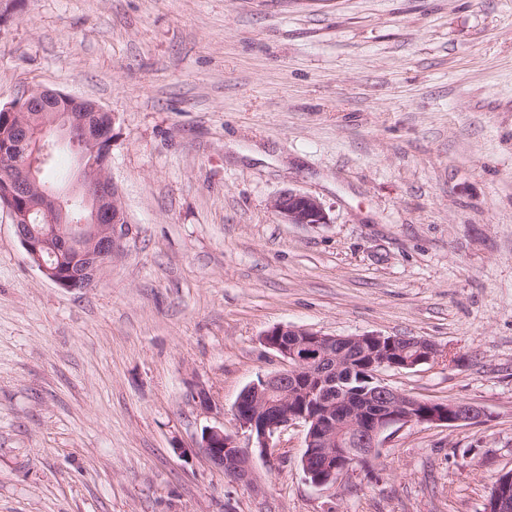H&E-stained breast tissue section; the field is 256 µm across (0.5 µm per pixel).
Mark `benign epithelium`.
Segmentation results:
<instances>
[{"mask_svg":"<svg viewBox=\"0 0 512 512\" xmlns=\"http://www.w3.org/2000/svg\"><path fill=\"white\" fill-rule=\"evenodd\" d=\"M114 124V115L101 106L45 87L31 89L0 109V157L10 164V203L5 208L29 261L68 291L92 287L133 233L109 172L112 154L98 153ZM60 142L76 148V172L71 184L53 189L39 174L50 148ZM271 207L285 224L328 221L321 201L309 194L284 192ZM63 237L81 258L76 268L63 264ZM261 341L280 356L283 368L258 375L234 403V415L251 446L240 447L235 436L217 426L204 428L196 444L209 463L235 483H252L253 455L273 457L275 436L297 423L306 428L301 457L305 479L325 487L336 484L340 475L373 467L376 450L385 447V433L395 426H448L485 416L469 403L416 398L381 378L389 368L413 369L438 359L439 348L429 339L381 333L336 336L277 325ZM350 347L362 358L371 383L360 392L362 406L354 404L348 388L336 392L340 374L351 363ZM348 433L367 449L345 447ZM491 501L486 512H512V470L499 475Z\"/></svg>","mask_w":512,"mask_h":512,"instance_id":"obj_1","label":"benign epithelium"}]
</instances>
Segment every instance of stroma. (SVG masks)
<instances>
[{
    "instance_id": "stroma-1",
    "label": "stroma",
    "mask_w": 512,
    "mask_h": 512,
    "mask_svg": "<svg viewBox=\"0 0 512 512\" xmlns=\"http://www.w3.org/2000/svg\"><path fill=\"white\" fill-rule=\"evenodd\" d=\"M38 86L115 115L133 236L67 291L0 208V512H484L512 469V0H0V105ZM289 190L328 223H281ZM280 324L429 339L383 379L485 415L394 427L322 488L292 426L231 482L196 440L248 446Z\"/></svg>"
}]
</instances>
